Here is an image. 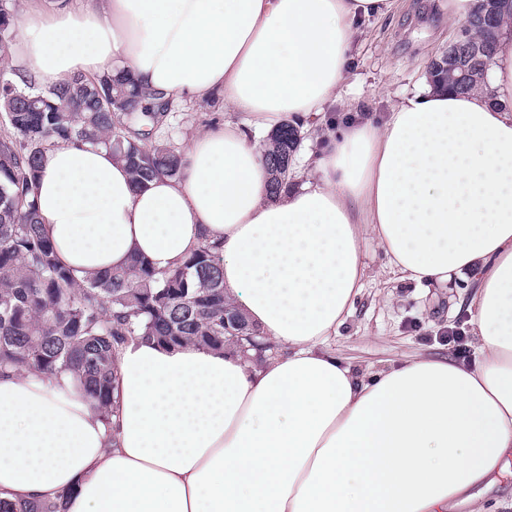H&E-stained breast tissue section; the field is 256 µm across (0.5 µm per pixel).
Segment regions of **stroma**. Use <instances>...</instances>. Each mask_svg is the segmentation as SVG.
Instances as JSON below:
<instances>
[{"instance_id": "1", "label": "stroma", "mask_w": 512, "mask_h": 512, "mask_svg": "<svg viewBox=\"0 0 512 512\" xmlns=\"http://www.w3.org/2000/svg\"><path fill=\"white\" fill-rule=\"evenodd\" d=\"M458 34L436 0H398L391 14L363 22L337 112L357 107L379 116L390 111L413 92L431 60L447 50ZM223 117L216 102L187 107L176 103L160 123L142 125L141 141L181 147L209 121ZM363 261L365 288L328 346L338 359L363 369L389 366L414 355L446 358L456 352L446 337L448 329L470 338L466 300L473 279L460 278L445 286L396 281L388 256L372 244Z\"/></svg>"}]
</instances>
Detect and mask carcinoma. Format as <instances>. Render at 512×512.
I'll return each instance as SVG.
<instances>
[{"instance_id":"cac0c4a2","label":"carcinoma","mask_w":512,"mask_h":512,"mask_svg":"<svg viewBox=\"0 0 512 512\" xmlns=\"http://www.w3.org/2000/svg\"><path fill=\"white\" fill-rule=\"evenodd\" d=\"M15 37L12 13L0 4V60ZM153 122L159 107L143 103L124 71L63 86L19 87L0 82V375L37 370L79 380L94 408L110 415L116 345L133 338L163 344L224 347V273L212 264L216 246L202 239L184 264L158 272L143 259L122 271L75 278L59 265L37 221L34 183L42 151L52 141L104 145L126 162L136 186L177 177L184 154L170 144L146 147L115 120ZM294 127L270 134L268 168L288 163Z\"/></svg>"}]
</instances>
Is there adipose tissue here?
Masks as SVG:
<instances>
[{"label":"adipose tissue","mask_w":512,"mask_h":512,"mask_svg":"<svg viewBox=\"0 0 512 512\" xmlns=\"http://www.w3.org/2000/svg\"><path fill=\"white\" fill-rule=\"evenodd\" d=\"M397 0H28L14 81L121 67L146 100L222 95L179 177L135 188L101 146L45 149L35 202L79 278L208 239L224 292L276 356L135 339L103 420L72 376H0V499L63 512H452L512 463V23L481 89L424 84L385 119L329 122L302 181L268 194L252 145L341 100L360 21ZM375 242L400 280L471 276L472 359L360 371L328 352Z\"/></svg>","instance_id":"adipose-tissue-1"}]
</instances>
